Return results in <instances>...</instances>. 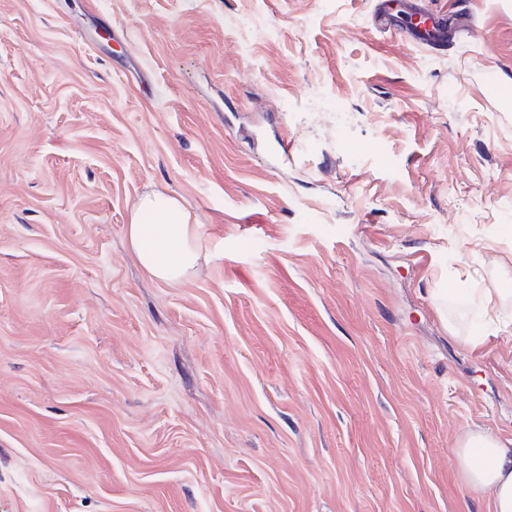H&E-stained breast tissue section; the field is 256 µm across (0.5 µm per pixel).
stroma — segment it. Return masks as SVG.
<instances>
[{
	"instance_id": "obj_1",
	"label": "stroma",
	"mask_w": 512,
	"mask_h": 512,
	"mask_svg": "<svg viewBox=\"0 0 512 512\" xmlns=\"http://www.w3.org/2000/svg\"><path fill=\"white\" fill-rule=\"evenodd\" d=\"M376 3L0 0V512H490L512 0H419L443 47ZM151 191L189 282L130 248ZM398 5H394L391 3V0H378L377 2V11L375 15V21L378 26L385 29L388 32L395 33L398 31H403L406 33L411 39L421 42L424 44L430 45V39H433L432 35H437L438 30H440L439 23L442 20V17H433L431 15L423 14V11L419 9L418 5L410 4L407 5L406 8L410 12L408 14L409 17H413L416 15H426L427 19L423 16L414 17L413 23L417 26H410L407 22H401L398 17L394 14ZM425 21L428 23L426 24ZM422 23V24H420ZM420 24V25H418ZM414 34L412 35L410 31ZM127 237L142 266L157 280H188L201 258L199 225L172 196L151 192L133 205ZM457 455L465 486L486 500L491 512H512V441L469 432Z\"/></svg>"
}]
</instances>
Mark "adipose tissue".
I'll return each mask as SVG.
<instances>
[{
	"instance_id": "adipose-tissue-1",
	"label": "adipose tissue",
	"mask_w": 512,
	"mask_h": 512,
	"mask_svg": "<svg viewBox=\"0 0 512 512\" xmlns=\"http://www.w3.org/2000/svg\"><path fill=\"white\" fill-rule=\"evenodd\" d=\"M132 251L157 280H188L201 257L199 226L183 203L151 192L133 205L127 226ZM466 487L486 500L491 512H512V441L477 430L457 452Z\"/></svg>"
}]
</instances>
